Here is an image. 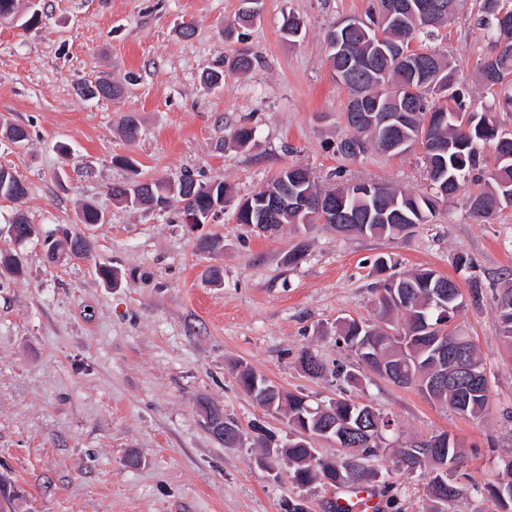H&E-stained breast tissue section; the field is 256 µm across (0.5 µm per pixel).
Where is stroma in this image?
<instances>
[{"mask_svg":"<svg viewBox=\"0 0 512 512\" xmlns=\"http://www.w3.org/2000/svg\"><path fill=\"white\" fill-rule=\"evenodd\" d=\"M370 3L262 0L256 24L232 31L242 0H40L38 29L0 25V126L31 133L25 149L0 147V166L28 187L21 200L0 198V251L17 250L24 265L22 276H0V491L12 512H286L294 499L328 512L333 488H301L286 464L259 465L260 438L285 441L292 429L240 389V366L315 402L347 396L371 405L395 421L389 449L448 433L462 451L460 473L475 483L511 473L512 349L499 335L496 297L512 286V208L472 216L469 183L431 223L397 239L321 224L262 235L235 220V199L291 165L307 167L323 188L343 178L424 189L420 151L371 150L354 161L336 152L349 93L328 62L325 32ZM480 5L462 0L437 41L478 110L491 100L479 72L487 50ZM290 15L305 25L295 42L282 33ZM241 48L252 52V68L227 72ZM212 70L223 72L222 87L203 84ZM103 76L125 87L123 98L80 101L77 85ZM129 112L141 122L132 144L120 125ZM240 125L256 132L245 148L231 139ZM120 156L136 161L140 179L217 180L234 201L194 228L178 202L161 211L118 205L111 187L130 178ZM86 204L104 223H79ZM18 212L34 228L19 246L7 226ZM63 228L89 240L88 257L54 258ZM211 237L220 250L201 249ZM298 245L303 260L288 264ZM382 255L401 271L434 269L466 295L454 323L486 367L491 404L481 419L367 370L350 385L303 372L305 350L357 368L336 320L374 319ZM205 401L239 423L240 446L210 434ZM374 466L369 492L380 512H428V471L395 470L389 455Z\"/></svg>","mask_w":512,"mask_h":512,"instance_id":"35a3bbf8","label":"stroma"}]
</instances>
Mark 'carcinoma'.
<instances>
[{
	"instance_id": "1",
	"label": "carcinoma",
	"mask_w": 512,
	"mask_h": 512,
	"mask_svg": "<svg viewBox=\"0 0 512 512\" xmlns=\"http://www.w3.org/2000/svg\"><path fill=\"white\" fill-rule=\"evenodd\" d=\"M379 2L381 0H373L369 6L366 23L360 31L347 32L336 26L328 29L327 45L340 41L347 48L345 54H338L334 49L329 51L328 60L334 72L350 74V80L345 82L349 89L361 88L368 101H378L379 111L398 112L406 102L412 103V116L397 130V137L405 150L421 149L428 187L413 193L386 186L380 188L373 182L365 187L347 181L323 192L317 188L307 168L292 165L280 170L268 186L296 194L332 196L336 198V211L323 219L309 211L300 214L277 211L266 214V223L305 227L323 222L333 227L342 223L348 213L366 215L388 208L396 212L392 221L385 223L373 218L357 231L371 237L398 238L411 234L421 224L431 223L444 196L455 194L468 179L479 186L478 192L469 198V210L473 215L487 219L512 207V157L504 159L496 153L501 139H512V130L494 124L488 118V113L495 110L512 111V24L500 18L502 13L512 15V0H482L478 25L485 31L491 52L481 59L480 72L492 98L482 112L466 107L448 55L423 44L425 39L439 37V29L454 19L460 0H436L442 10L429 22L404 13L398 18L391 17L382 10ZM410 42L416 43L417 49L424 52L429 61L436 79L431 88L422 86L419 76L391 51L393 45ZM251 65V54L246 49L238 50L227 61L232 71H245ZM123 94V87L105 78L79 89L82 99L112 100ZM345 121L349 134L337 144L339 154L356 159L371 148L383 150L380 137L368 126L355 123L352 112H345ZM0 137L21 148L29 142L27 129L19 124L1 127ZM225 194H230V190L224 182L200 183L191 177L176 183L162 179L133 180L112 188L113 198L127 206L165 209L177 199L183 203L184 214L208 210ZM265 194L263 189L238 199L236 222L255 223ZM26 195L27 186L18 177L10 174L0 177V197L17 200ZM10 224L17 241H24L32 234L31 224L21 214H15ZM5 273L16 276L23 273L17 253L0 252V274ZM399 277L403 282L393 290L385 285V277L374 288L377 316L385 319V325L351 318L336 324V335L356 358L378 357L384 362L385 369L411 374L413 380L403 386L417 387L430 400L448 405L463 417L481 418L488 409V380H483L478 387L461 384L442 390L431 387V372L435 367H448L447 357L436 356L437 333L443 330L446 331L444 343L448 344V349L466 348L469 364L484 368L471 337L460 327L450 326L455 314L465 304L458 284L431 268L401 272ZM496 313L500 336L511 349L512 288L498 296ZM236 379L240 388L260 406L288 415V423H297L311 438H321L324 422L332 417L338 423L348 422L354 427L358 426L363 413L368 418H380L375 408L344 397L329 401L326 408L331 413L321 416L317 411H309L311 403L307 397L285 394L248 369L238 371ZM384 438L383 431H360L350 435L334 456L318 452L307 440L293 439L288 441L282 458L275 462L287 464L288 479L297 486L333 481L335 486L357 494L368 491L378 477L369 462L380 455ZM430 441L429 437L416 439L395 449L396 466L408 473L430 469L426 496L433 503L443 497L455 500L478 490V485L460 481L452 470L439 473L432 463L420 462L419 455ZM484 491L501 512H512V479L488 482Z\"/></svg>"
}]
</instances>
